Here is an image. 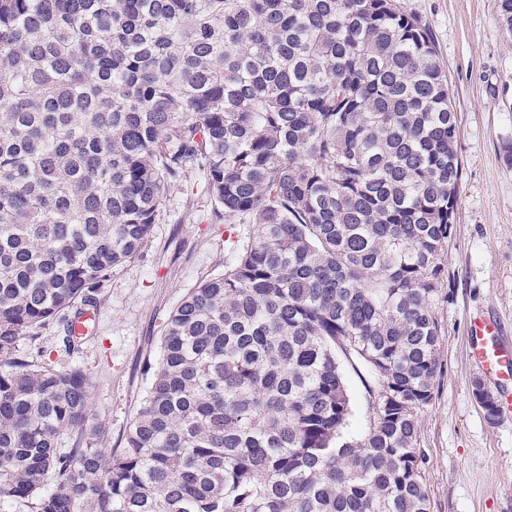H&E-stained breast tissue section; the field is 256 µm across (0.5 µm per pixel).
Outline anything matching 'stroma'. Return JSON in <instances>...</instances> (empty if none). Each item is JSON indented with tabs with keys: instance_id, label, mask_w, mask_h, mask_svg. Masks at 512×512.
<instances>
[{
	"instance_id": "obj_1",
	"label": "stroma",
	"mask_w": 512,
	"mask_h": 512,
	"mask_svg": "<svg viewBox=\"0 0 512 512\" xmlns=\"http://www.w3.org/2000/svg\"><path fill=\"white\" fill-rule=\"evenodd\" d=\"M433 34L458 117L463 167L456 236L448 250L452 294L435 314L443 336L432 404L420 417L421 475L430 512H512V416L488 421L473 387L482 374L466 345L469 316L490 314L512 336V38L497 0H403ZM246 227L216 220L199 170L171 186L140 252L113 270L95 294L97 315L73 353L56 322L21 340L23 355L56 368L80 367L94 381L89 415L117 448L144 396L163 324L201 281L234 257L229 235Z\"/></svg>"
}]
</instances>
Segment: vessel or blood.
<instances>
[{
  "mask_svg": "<svg viewBox=\"0 0 512 512\" xmlns=\"http://www.w3.org/2000/svg\"><path fill=\"white\" fill-rule=\"evenodd\" d=\"M469 353L499 397L503 411L512 412V339L492 316L473 317L468 326Z\"/></svg>",
  "mask_w": 512,
  "mask_h": 512,
  "instance_id": "obj_1",
  "label": "vessel or blood"
}]
</instances>
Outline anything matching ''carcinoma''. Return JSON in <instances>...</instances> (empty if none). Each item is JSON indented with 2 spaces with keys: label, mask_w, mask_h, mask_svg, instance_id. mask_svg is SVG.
I'll list each match as a JSON object with an SVG mask.
<instances>
[{
  "label": "carcinoma",
  "mask_w": 512,
  "mask_h": 512,
  "mask_svg": "<svg viewBox=\"0 0 512 512\" xmlns=\"http://www.w3.org/2000/svg\"><path fill=\"white\" fill-rule=\"evenodd\" d=\"M457 135L400 0H0V508L429 512ZM195 168L248 237L170 312L102 448L92 378L19 343L91 305ZM348 385L354 403V415L351 420L350 431L360 432L364 430L368 424V401L370 398L356 376L352 375L349 378Z\"/></svg>",
  "instance_id": "carcinoma-1"
}]
</instances>
